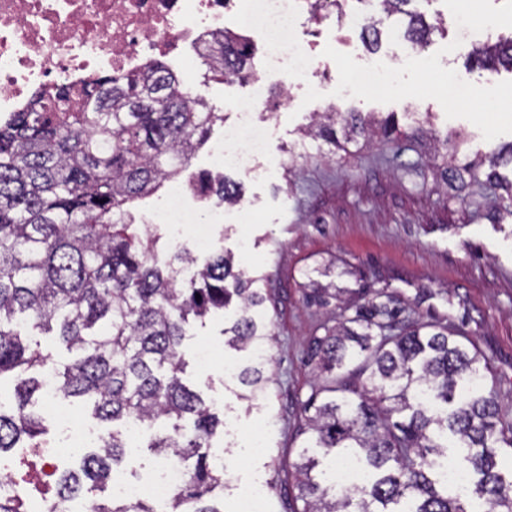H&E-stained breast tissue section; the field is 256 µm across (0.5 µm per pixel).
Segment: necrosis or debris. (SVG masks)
Here are the masks:
<instances>
[{
  "instance_id": "necrosis-or-debris-1",
  "label": "necrosis or debris",
  "mask_w": 512,
  "mask_h": 512,
  "mask_svg": "<svg viewBox=\"0 0 512 512\" xmlns=\"http://www.w3.org/2000/svg\"><path fill=\"white\" fill-rule=\"evenodd\" d=\"M297 0H0V113L25 109L33 93L80 86L93 74L114 78L159 61L191 70L206 43L232 35L261 49L251 83L268 104L272 86L287 88L315 71L303 39ZM218 165L249 175L267 155L250 110L225 127L215 146ZM186 477L172 459L154 463L135 481L112 477V498L167 504Z\"/></svg>"
}]
</instances>
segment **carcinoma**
<instances>
[{"label": "carcinoma", "mask_w": 512, "mask_h": 512, "mask_svg": "<svg viewBox=\"0 0 512 512\" xmlns=\"http://www.w3.org/2000/svg\"><path fill=\"white\" fill-rule=\"evenodd\" d=\"M387 0V12L409 17L406 34L423 47L433 31L420 13ZM202 58L213 77H240L247 47L230 40ZM483 65L512 68V38L477 48ZM224 113L194 96L176 73L153 65L116 80L103 75L85 86L80 106L67 89L36 94L23 112L0 117V382L14 398L0 400V453L37 448L46 432L39 398L45 371L57 391L81 398L95 418L125 424L173 421V432L148 447L193 460L187 482L168 512H223L218 491L224 467L211 461L209 440L222 423L214 405L179 377V348L190 320L235 309L224 319V345L247 354L239 383L251 399L272 382L257 353L272 339L267 294L220 250L204 264L184 248L158 264V225L136 223L134 203L176 179L209 141ZM354 129L377 134L396 125L360 112H316L308 135L336 144ZM499 154L484 159L486 182L500 186ZM194 189L233 205L239 184L205 175ZM193 275L185 277V269ZM306 299L327 306L337 295L308 279ZM56 332L72 354L61 363L31 348L27 329ZM310 337L307 363L314 382L300 402L302 424L294 512H512V479L497 469V450H512V421L487 388L488 364L463 331L426 320L382 290L340 307L336 324ZM193 420L186 438L179 422ZM127 430L101 433L82 457L81 475L55 480V498L103 485L127 456ZM351 456L368 474L359 490L330 485L315 449ZM466 452L475 481L467 497L448 491L435 463L448 449ZM0 512H28L27 501L0 494ZM92 512H155L146 499L108 498Z\"/></svg>", "instance_id": "cac0c4a2"}]
</instances>
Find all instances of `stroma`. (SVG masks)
<instances>
[{
    "label": "stroma",
    "mask_w": 512,
    "mask_h": 512,
    "mask_svg": "<svg viewBox=\"0 0 512 512\" xmlns=\"http://www.w3.org/2000/svg\"><path fill=\"white\" fill-rule=\"evenodd\" d=\"M407 18L382 16L379 45L366 48L359 29L330 17L316 23L311 42L321 71L293 86V102L274 113H255L264 125L267 149L279 167L261 166L241 177L240 206L226 209L212 224L213 247L232 252L237 268L270 279L268 347L272 381L265 394L247 400L224 363L235 356L223 349L222 314L194 323L180 351L182 381L224 414L210 444L215 455L233 460L224 475V512H235L239 488L252 480L265 486L263 512H292L297 489L288 470L297 459L294 440L298 407L313 382L306 352L311 336L332 320L334 307L306 302L304 273L315 279L372 295L389 288L418 312L444 316L459 301L455 324L465 326L485 357L503 409L512 411V217L496 216L491 191L460 172L442 179L441 143L463 134L460 162L512 147V70L477 68L482 35L462 39L455 55L449 41L461 39L453 25L434 32L423 56L393 60ZM370 62L389 70L385 95L345 90L356 65ZM471 97L450 99L448 84ZM189 88L224 114L213 142L234 124L252 99L250 82L213 79L196 60ZM395 115L399 130L389 137L357 133L347 150L304 137L315 112ZM220 345L209 369L197 362L200 345ZM262 447L253 455L243 448Z\"/></svg>",
    "instance_id": "35a3bbf8"
}]
</instances>
